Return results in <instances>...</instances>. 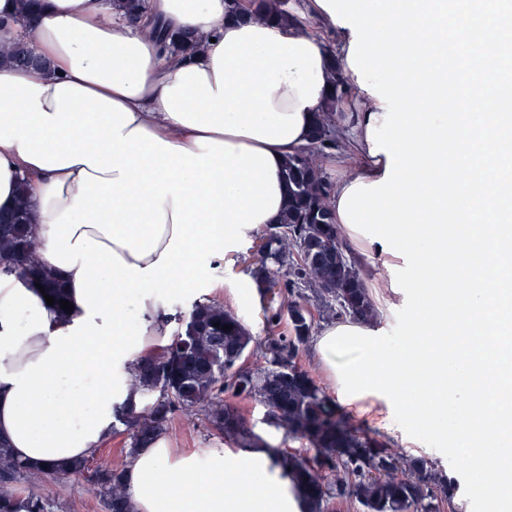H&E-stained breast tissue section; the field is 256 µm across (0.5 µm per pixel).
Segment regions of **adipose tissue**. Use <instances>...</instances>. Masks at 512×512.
Listing matches in <instances>:
<instances>
[{
	"instance_id": "ef3b65f1",
	"label": "adipose tissue",
	"mask_w": 512,
	"mask_h": 512,
	"mask_svg": "<svg viewBox=\"0 0 512 512\" xmlns=\"http://www.w3.org/2000/svg\"><path fill=\"white\" fill-rule=\"evenodd\" d=\"M186 28L200 50L170 53L160 31ZM20 38L45 66H0V211L26 182L37 255L73 310L0 272V439L24 462L71 465L110 436L116 409L141 410L134 365L171 335L161 288L210 294L209 266L277 224L284 164L317 117L356 156L333 202L382 179L367 130L384 110L349 66L351 30L316 0L282 21L227 0H149L134 22L112 0H45L30 24L0 0V44ZM124 481L132 512H307L263 446L177 452L161 435Z\"/></svg>"
}]
</instances>
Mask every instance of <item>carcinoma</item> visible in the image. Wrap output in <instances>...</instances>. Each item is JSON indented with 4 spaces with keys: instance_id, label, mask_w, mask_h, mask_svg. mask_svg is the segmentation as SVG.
<instances>
[{
    "instance_id": "obj_1",
    "label": "carcinoma",
    "mask_w": 512,
    "mask_h": 512,
    "mask_svg": "<svg viewBox=\"0 0 512 512\" xmlns=\"http://www.w3.org/2000/svg\"><path fill=\"white\" fill-rule=\"evenodd\" d=\"M119 15L136 19L146 9V0H112ZM253 9L271 14L288 12L287 0H252ZM174 53L188 54L198 48L189 32L164 36ZM0 59L14 67L27 64L21 42H16ZM328 120L319 119L310 145L288 159L284 178L288 199L280 224L267 234L260 252V268L254 273L258 289L268 291L270 281L287 292L281 309L267 317L276 326L287 312L290 335L269 336L260 343L233 312L215 303L195 304L189 321L169 344L137 363L135 374L145 398L139 414L119 412L130 438L129 453L144 447L165 431L169 415L202 414L228 439L262 441L247 433L243 417L229 398L254 399L267 409L268 419L289 435L308 442L305 454L275 448L279 465L296 479L308 512H334L333 497L357 501L364 512H440L448 504L455 512L453 489L435 464L424 458L408 457L396 448L371 440L356 427L336 416L331 398L306 372L288 373L295 358L313 335L314 316L306 309L310 290L327 317L369 322L377 310L355 262L348 255L340 232L330 216L333 184L318 157L325 151L344 147V139L325 135ZM29 224V199L20 188L16 208L0 220V271L14 270L44 287L54 304L66 298L59 281L39 266ZM274 263L278 269L269 270ZM288 267L282 280L279 268ZM326 278L330 288H319ZM230 329L225 330L223 326ZM253 345L264 347L267 367L239 364ZM81 476L102 499L106 512H132L123 482V472L89 462L37 467L25 463L0 441V512H51L48 500L22 483L33 476Z\"/></svg>"
}]
</instances>
